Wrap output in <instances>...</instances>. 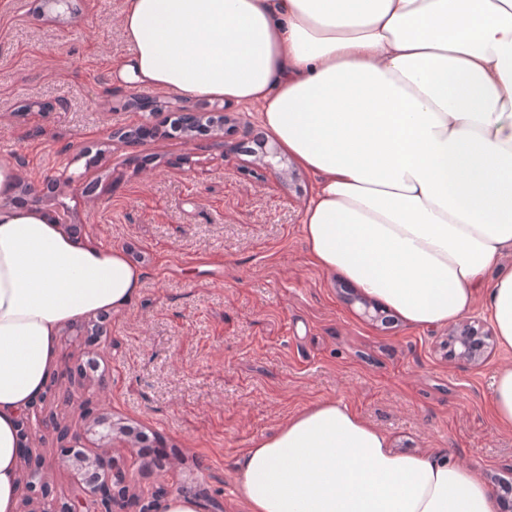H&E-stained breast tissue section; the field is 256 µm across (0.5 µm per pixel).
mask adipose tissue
Segmentation results:
<instances>
[{"label":"adipose tissue","instance_id":"ef3b65f1","mask_svg":"<svg viewBox=\"0 0 512 512\" xmlns=\"http://www.w3.org/2000/svg\"><path fill=\"white\" fill-rule=\"evenodd\" d=\"M131 53L114 80L255 104L316 179L313 265L409 325L485 299L512 348V0H123ZM0 164V512H16L17 419L59 358L60 330L119 311L143 274L12 205ZM248 512H496L447 453L401 455L339 401L252 440Z\"/></svg>","mask_w":512,"mask_h":512}]
</instances>
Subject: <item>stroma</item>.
I'll return each mask as SVG.
<instances>
[{
  "instance_id": "1",
  "label": "stroma",
  "mask_w": 512,
  "mask_h": 512,
  "mask_svg": "<svg viewBox=\"0 0 512 512\" xmlns=\"http://www.w3.org/2000/svg\"><path fill=\"white\" fill-rule=\"evenodd\" d=\"M0 0V162L31 187L65 170L79 243L122 250L144 278L106 331L59 334L70 362L101 369L74 394L113 422L155 437L167 467L141 466L130 437L113 458L131 490L165 483L247 512L238 461L251 441L326 400L348 404L401 454L445 450L489 488L512 483V430L491 404L496 370L450 358L448 326L413 327L391 310L362 314L346 280L308 258L302 216L315 179L291 159L279 173L256 149L258 108L228 103L220 126L187 139L114 138L150 125V98L170 91L119 83L131 50L123 0Z\"/></svg>"
}]
</instances>
